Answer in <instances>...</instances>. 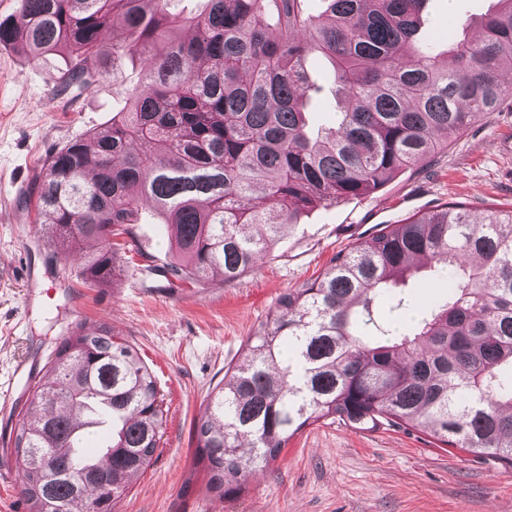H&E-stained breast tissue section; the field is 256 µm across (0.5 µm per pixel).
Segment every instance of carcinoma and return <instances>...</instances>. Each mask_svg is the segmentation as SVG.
<instances>
[{
    "label": "carcinoma",
    "mask_w": 512,
    "mask_h": 512,
    "mask_svg": "<svg viewBox=\"0 0 512 512\" xmlns=\"http://www.w3.org/2000/svg\"><path fill=\"white\" fill-rule=\"evenodd\" d=\"M174 0H19L0 46L66 58L60 86L89 87L104 56L137 58L143 83L119 117L46 160L34 208L49 259L112 276V236L139 221L136 193L173 231L165 272L198 283L254 268L301 214L370 194L512 98V0L445 51L420 39L426 0H207L179 35ZM119 26L109 49L100 33ZM332 65L334 125L313 136L307 58ZM97 252H81L83 242ZM436 266L448 297L398 335L379 301ZM193 428L195 462L222 498L306 426L407 425L512 467V210L451 203L387 224L290 288L247 338ZM112 419L98 458L87 430ZM167 415L151 369L103 323L79 322L31 389L15 438L29 512H114L150 466Z\"/></svg>",
    "instance_id": "1"
}]
</instances>
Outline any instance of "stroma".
Here are the masks:
<instances>
[{"label": "stroma", "mask_w": 512, "mask_h": 512, "mask_svg": "<svg viewBox=\"0 0 512 512\" xmlns=\"http://www.w3.org/2000/svg\"><path fill=\"white\" fill-rule=\"evenodd\" d=\"M495 3L428 0L421 35L452 43ZM63 66L60 56L40 62L21 47L0 46V389L22 361L41 379L59 342L82 320L106 324L139 353L168 418L152 464L117 512H512V468L439 447L404 427L361 431L315 422L221 500L207 491L191 442L207 393L239 361L247 337L283 293L316 278L338 252L380 226L448 203L476 214L512 207V100L375 193L306 211L268 256L230 282L216 272L194 286L169 285L162 274L174 255L168 229L140 199L143 221L117 236L111 282L90 288L79 265L45 264L46 234L27 200L48 156L108 125L142 71L130 59L114 79L64 89ZM308 66L317 86L310 110L319 126L335 109L331 67L320 57ZM27 396L20 390L13 406L0 411V466L13 473V440Z\"/></svg>", "instance_id": "1"}]
</instances>
